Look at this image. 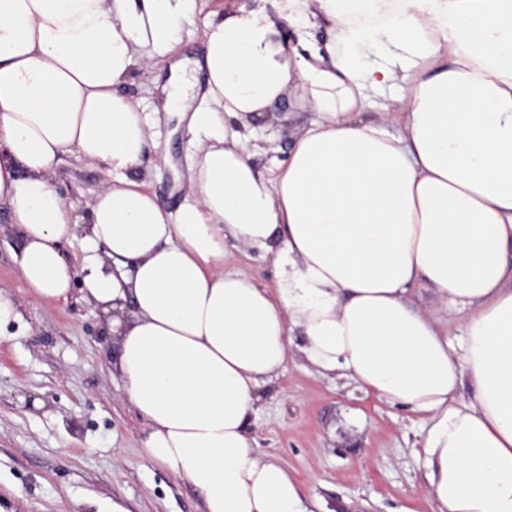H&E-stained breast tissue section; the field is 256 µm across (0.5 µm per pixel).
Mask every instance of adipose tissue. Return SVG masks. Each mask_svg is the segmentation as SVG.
<instances>
[{"mask_svg": "<svg viewBox=\"0 0 512 512\" xmlns=\"http://www.w3.org/2000/svg\"><path fill=\"white\" fill-rule=\"evenodd\" d=\"M187 0H0V205L32 295L67 301L58 250L78 226L52 177L70 154L93 193L86 298L145 424L142 453L204 512H320L251 434L293 348L424 415L433 512H512V0H286L206 25L207 90L191 111V198L167 210L142 175L153 121L122 86L169 53ZM324 27L302 54L285 29ZM392 90L402 127L364 120ZM313 113L275 169L248 143L269 107ZM272 256L275 281L225 269L226 241ZM463 313L449 341L413 285Z\"/></svg>", "mask_w": 512, "mask_h": 512, "instance_id": "adipose-tissue-1", "label": "adipose tissue"}]
</instances>
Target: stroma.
<instances>
[{"mask_svg": "<svg viewBox=\"0 0 512 512\" xmlns=\"http://www.w3.org/2000/svg\"><path fill=\"white\" fill-rule=\"evenodd\" d=\"M177 18L179 43L153 68L135 71L127 89L146 114L160 112L173 66L203 62L213 13L239 8L277 14L284 0H190ZM161 114V112H160ZM312 116L299 95L276 104L258 130V166L288 158L292 137ZM188 115L161 114L145 176L171 211L189 197L193 147ZM108 175L66 157L53 181L88 219L92 191ZM22 241L0 209V291L23 319L0 330V512H95L114 499L129 512H203L198 494L143 457L144 421L112 372L109 325L81 290L69 301L35 299L19 273ZM257 448L284 464L326 512H431L422 494L420 416L365 393L354 381L320 375L294 353L285 374L254 405Z\"/></svg>", "mask_w": 512, "mask_h": 512, "instance_id": "obj_1", "label": "stroma"}]
</instances>
